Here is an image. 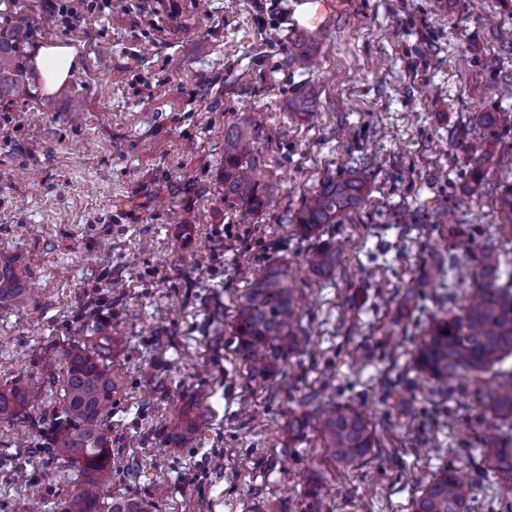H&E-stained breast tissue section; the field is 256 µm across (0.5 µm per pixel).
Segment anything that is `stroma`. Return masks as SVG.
Wrapping results in <instances>:
<instances>
[{"label":"stroma","mask_w":512,"mask_h":512,"mask_svg":"<svg viewBox=\"0 0 512 512\" xmlns=\"http://www.w3.org/2000/svg\"><path fill=\"white\" fill-rule=\"evenodd\" d=\"M0 0V27L30 23L34 45H73L79 65L45 93L0 91V260L30 296L0 307V386L58 374L63 353L116 337L120 376L109 426L122 468L109 494L149 500L153 512H413L422 485L446 467L474 485L475 512H512V483L485 462L475 389L456 386L443 407L415 387L413 335L438 308L403 306L430 251L467 265L481 245L512 243L494 199L512 184V154L494 152L469 193V140H512V0ZM319 32L313 70L288 65V37ZM496 68H488L489 59ZM309 90L310 115L289 112ZM261 112L253 132L263 180L278 186L262 212L224 201V129ZM492 112L493 126L475 122ZM368 171L356 224L332 281L316 279L312 239L294 214L326 176ZM480 226L455 246L431 234L437 209ZM288 264L310 336L275 378L249 383L231 334L234 302L265 265ZM361 348L369 361L352 364ZM357 401L377 431L373 459L336 468L315 426L293 440L307 397ZM58 390L25 424L0 423V512H57L82 481L49 440ZM205 417L190 448L170 427L194 402Z\"/></svg>","instance_id":"stroma-1"}]
</instances>
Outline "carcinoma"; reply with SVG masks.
Segmentation results:
<instances>
[{
    "instance_id": "1",
    "label": "carcinoma",
    "mask_w": 512,
    "mask_h": 512,
    "mask_svg": "<svg viewBox=\"0 0 512 512\" xmlns=\"http://www.w3.org/2000/svg\"><path fill=\"white\" fill-rule=\"evenodd\" d=\"M27 21L21 19L0 28V86H18L25 72L19 61ZM316 38L307 31L295 32L288 40V65L310 64ZM311 106L310 95L297 91L288 99V111L302 114ZM259 116L249 113L224 128V200L246 214L261 212L271 185L257 180L261 155L253 147L251 130ZM473 164L471 192L482 184L484 165L490 152L480 142L468 146ZM370 195V182L363 174L327 176L302 207L287 218L305 237H318L328 224H342L360 212ZM499 230L512 242V184L503 186L495 199ZM342 255L341 242L330 238L318 242L308 254L307 265L318 279L336 276ZM471 292L459 313L446 309L454 293L448 281L455 277V256L430 255L425 270L403 296L407 305L428 296L441 304L429 323L420 330L411 359V370L428 384L448 391V382L492 371L495 385L477 400L480 419L489 430L486 448L488 468L512 481V250L483 245L468 270ZM297 288L288 266L271 262L260 274L247 280L240 293L232 323L235 350L248 380L256 385L282 370L288 358L309 342L297 318ZM25 294L15 267L0 263V306ZM113 340L104 337L93 349L79 345L65 351L60 378L61 406L55 417L53 443L62 459L78 464L84 473L82 486L60 499L58 512H151V503L135 496L104 497L101 486L112 482V436L106 417L118 382L107 354ZM38 381L18 377L0 389V422L23 423L43 402ZM304 405L309 411L290 423L293 435H300L308 420L324 448L339 469L362 465L376 447L371 423L352 403L323 404L311 396ZM198 421L187 416L172 427L169 440L176 448L193 446ZM471 484L459 470L450 467L435 474L414 502V512H473Z\"/></svg>"
}]
</instances>
